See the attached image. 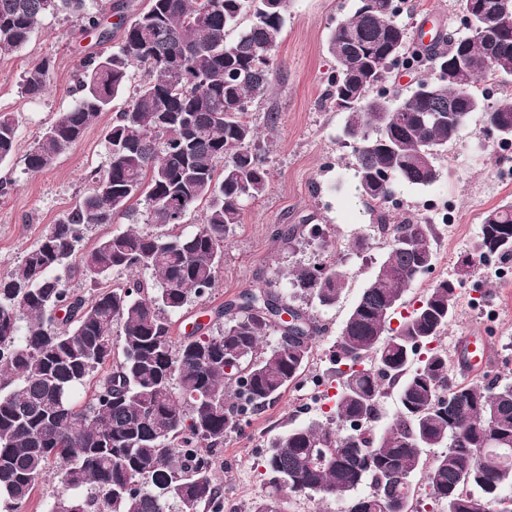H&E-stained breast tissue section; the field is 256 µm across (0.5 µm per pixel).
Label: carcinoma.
I'll list each match as a JSON object with an SVG mask.
<instances>
[{"label": "carcinoma", "mask_w": 512, "mask_h": 512, "mask_svg": "<svg viewBox=\"0 0 512 512\" xmlns=\"http://www.w3.org/2000/svg\"><path fill=\"white\" fill-rule=\"evenodd\" d=\"M87 2L0 0V54L25 47L50 15H69L102 43L112 39L106 14L118 15L122 29L120 46L79 62L75 105L35 142L30 171L50 167L127 95L105 136L108 165L90 172L89 192L0 277V499L21 507L54 465V478L71 494L48 512H200L221 498L213 453L240 419L299 381L316 333L303 312L300 328L285 334L273 319L284 297L271 288L243 293L216 311L217 330L198 326L177 342L166 318L214 288L245 202L269 191L247 114L276 80L288 0H147L128 20L123 0H99L92 9ZM355 2L328 38L339 78L329 80L326 100L359 121L357 191L384 205L396 181L428 187L441 178L438 156L461 130L455 117L488 108L490 119L512 130V98L490 104L477 92L495 79L494 60L512 63V31L494 45L472 32L460 40L474 76L465 83L448 73L452 51H409L395 0H373L371 8ZM410 55L438 68L440 78L420 81L382 129V84L395 66L410 68ZM53 67L49 57L31 64L22 93L42 96ZM140 69L149 79L126 93ZM17 131L16 118L1 113L0 164L11 158ZM138 196L148 203L146 227L84 248L87 228L114 222ZM202 202L195 232H163ZM435 238L426 218L391 225L379 268L332 354L331 411L349 428L312 422L270 443L265 468L274 481H288L289 492L334 497L344 512H414L411 481L421 473L444 512H512V383L487 389L460 381L448 355L430 347L451 323L457 289L473 270L437 281L391 327L404 292L432 269ZM478 252L512 257V202L485 214ZM115 272L127 280L98 288ZM77 277L96 292L70 288ZM287 277L294 293L324 308L336 306L346 287L331 255ZM272 333L277 345L262 346ZM87 382L90 399L75 400ZM386 385L396 390L399 412L377 437L359 423L378 421ZM442 444L447 452L423 459L422 449ZM366 482L373 491L354 495ZM250 512H285L284 500L275 492Z\"/></svg>", "instance_id": "1"}]
</instances>
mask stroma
I'll list each match as a JSON object with an SVG mask.
<instances>
[{
	"mask_svg": "<svg viewBox=\"0 0 512 512\" xmlns=\"http://www.w3.org/2000/svg\"><path fill=\"white\" fill-rule=\"evenodd\" d=\"M397 19L409 31L421 25L439 27L449 40L466 33L457 0H397ZM353 0H291L276 57L278 81L271 93L253 102L249 119L267 150L271 188L264 198L247 202L241 224L224 244V259L215 287L191 298L171 318L173 336L190 332L194 323L215 324V312L246 291L267 286L291 306L304 309L318 327L303 380L288 388L263 413L244 418L214 457L213 472L223 494L222 512H249L254 502L274 491L263 466L271 440L289 428L327 421L332 400L321 377L327 376L330 356L340 329L363 287L377 271L387 239L378 235L377 204L356 191L353 148L342 138L344 113L329 107L324 92L336 62L327 49L336 22L351 11ZM93 34L75 32L71 18L44 19L29 44L0 56V112L18 120L15 153L0 166L11 183L0 197V277L10 274L48 224L72 209L88 189L87 174L108 162L105 134L123 106L115 100L109 112L82 140L48 169L33 173L25 164L42 131L57 113L74 104L72 76L82 56L98 50ZM49 57L54 69L43 97L31 99L20 91V77L31 64ZM277 113L276 125L267 122ZM443 175L426 188L396 184L395 196L405 204L392 222L418 214L420 204L442 195L452 205V223L436 226V255L432 270L406 292L399 315H407L436 281L448 277L458 263L476 257L486 211L512 202V183L498 175L501 159L496 143L485 131L481 114H473L439 157ZM319 237H310L312 227ZM372 247L356 253L350 248L359 235ZM334 246L347 277V287L335 307L324 309L294 295L286 274L293 267L325 259V246ZM482 305L471 302V291L458 290L454 318L436 343L447 353L456 373L482 385L512 382V284L488 283ZM487 337L490 360L485 369L468 372L461 363L466 337Z\"/></svg>",
	"mask_w": 512,
	"mask_h": 512,
	"instance_id": "1",
	"label": "stroma"
}]
</instances>
